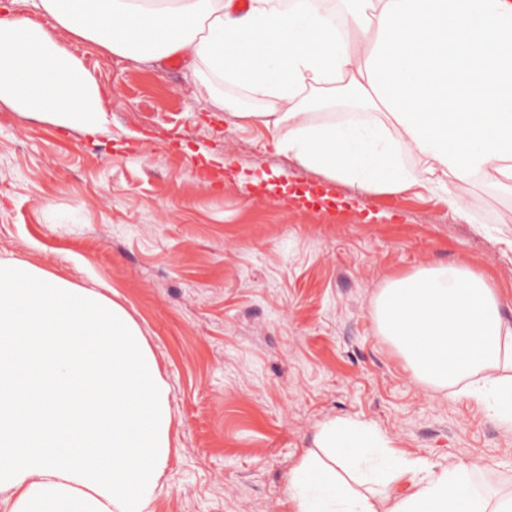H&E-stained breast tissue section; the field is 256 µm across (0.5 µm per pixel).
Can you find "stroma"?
<instances>
[{"label": "stroma", "mask_w": 512, "mask_h": 512, "mask_svg": "<svg viewBox=\"0 0 512 512\" xmlns=\"http://www.w3.org/2000/svg\"><path fill=\"white\" fill-rule=\"evenodd\" d=\"M55 36L109 93L112 123L89 136L0 104V259L107 288L141 326L173 407L152 512H292L289 474L334 418L376 426L406 457L512 476V436L413 383L370 314L388 279L463 261L512 322V194L465 185L469 224L441 188L354 199L266 131L226 130L180 59ZM257 169L285 171L286 193L248 183Z\"/></svg>", "instance_id": "1"}]
</instances>
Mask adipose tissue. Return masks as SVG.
Instances as JSON below:
<instances>
[{
    "instance_id": "obj_1",
    "label": "adipose tissue",
    "mask_w": 512,
    "mask_h": 512,
    "mask_svg": "<svg viewBox=\"0 0 512 512\" xmlns=\"http://www.w3.org/2000/svg\"><path fill=\"white\" fill-rule=\"evenodd\" d=\"M0 10V103L94 135L105 94L53 36L184 60L200 92L225 80L297 167L355 198L416 186L448 192L472 222V181L512 192V0H25ZM340 88L336 101L332 88ZM466 263L389 279L371 313L427 391L475 400L512 436V322ZM169 388L142 329L104 292L22 259L0 260V497L11 512H149L171 456ZM475 465L396 453L375 426L321 424L293 468L294 512H512V487ZM409 479L412 490L392 488Z\"/></svg>"
}]
</instances>
